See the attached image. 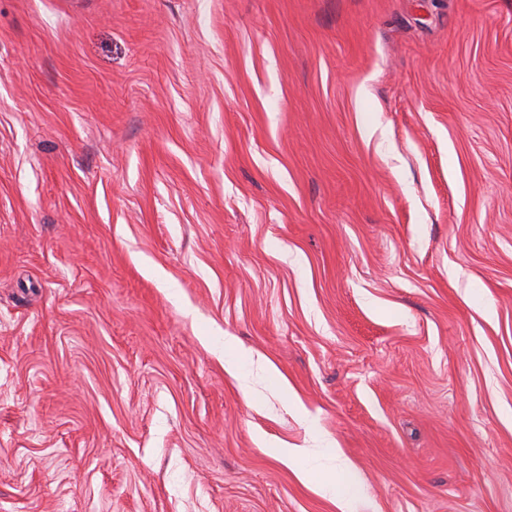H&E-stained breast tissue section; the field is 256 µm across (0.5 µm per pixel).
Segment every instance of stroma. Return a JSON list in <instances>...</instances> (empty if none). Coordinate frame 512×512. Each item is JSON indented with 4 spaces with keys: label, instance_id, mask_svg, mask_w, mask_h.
<instances>
[{
    "label": "stroma",
    "instance_id": "stroma-1",
    "mask_svg": "<svg viewBox=\"0 0 512 512\" xmlns=\"http://www.w3.org/2000/svg\"><path fill=\"white\" fill-rule=\"evenodd\" d=\"M321 438L512 512V0H0V512H340ZM323 447H325L324 452L328 458L329 465L323 468L307 465L304 468V474L307 478L314 480L323 490L334 491L335 483L333 476L336 475V470L346 472V468L335 446L327 444Z\"/></svg>",
    "mask_w": 512,
    "mask_h": 512
}]
</instances>
